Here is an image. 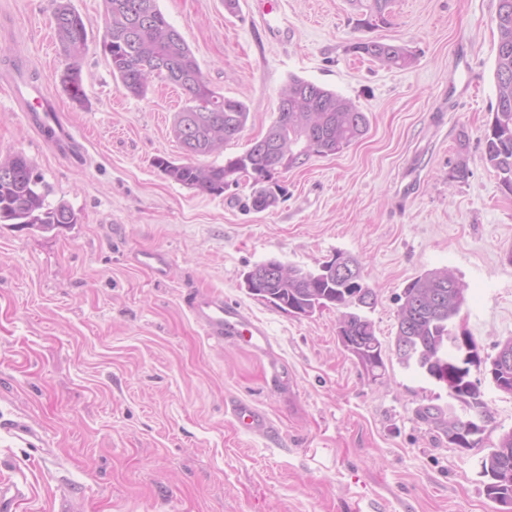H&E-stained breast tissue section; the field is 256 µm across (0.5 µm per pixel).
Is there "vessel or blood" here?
Wrapping results in <instances>:
<instances>
[{
    "instance_id": "vessel-or-blood-1",
    "label": "vessel or blood",
    "mask_w": 512,
    "mask_h": 512,
    "mask_svg": "<svg viewBox=\"0 0 512 512\" xmlns=\"http://www.w3.org/2000/svg\"><path fill=\"white\" fill-rule=\"evenodd\" d=\"M14 97L28 125L44 136L46 143L56 154L68 160L81 156L80 144L71 125L60 112L51 108L44 91H37L32 97L18 91ZM133 261L155 278L162 279L168 275L169 260L161 251H137L133 255ZM188 307L206 336L217 341L227 339L242 342L257 352L264 350L268 342L266 331L239 307L225 303L218 297H197L189 301ZM231 414L239 429L258 433L272 430L268 416L253 405L233 404ZM26 498L25 485L8 480L0 482V512H16Z\"/></svg>"
}]
</instances>
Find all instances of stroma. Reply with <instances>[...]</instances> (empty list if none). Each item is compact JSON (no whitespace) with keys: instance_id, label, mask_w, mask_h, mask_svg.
<instances>
[{"instance_id":"1","label":"stroma","mask_w":512,"mask_h":512,"mask_svg":"<svg viewBox=\"0 0 512 512\" xmlns=\"http://www.w3.org/2000/svg\"><path fill=\"white\" fill-rule=\"evenodd\" d=\"M70 3L87 31L75 57L55 36L57 0H0V158L24 153L50 202L79 217L52 231L0 224V478L27 484L18 512H506L479 461L512 429V394L482 376L494 421L482 447L454 448L417 415L447 406L446 388L403 368L393 345L404 288L443 268L466 298L454 329L480 358L512 338V195L484 155L498 0H392L375 27L352 0H275L271 13L265 0H238L233 13L224 0H159L210 88L250 109L239 140L208 163L266 133L292 75L369 120L338 154L277 174L264 211L248 208L247 187L210 196L155 166L186 160L170 85L127 93L102 47L104 0ZM368 40L415 60L386 68L353 52ZM73 66L80 102L61 84ZM20 68L66 116L84 164L26 123L4 89ZM142 249L167 255L164 281L134 264ZM339 252L376 294V378L338 343L336 309L294 316L243 280L270 259L315 270ZM207 295L261 325L267 354L206 336L186 300ZM230 400L264 410L272 433L236 429Z\"/></svg>"}]
</instances>
